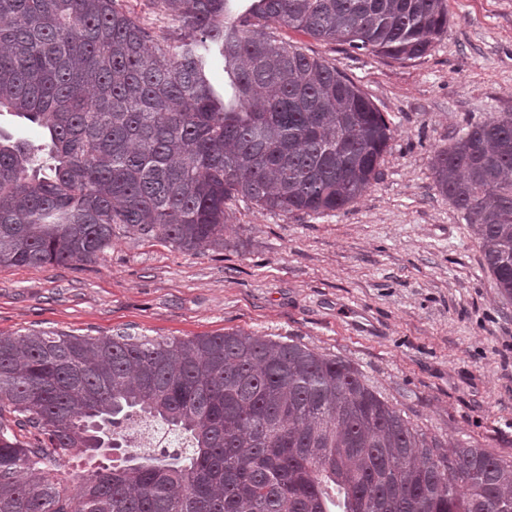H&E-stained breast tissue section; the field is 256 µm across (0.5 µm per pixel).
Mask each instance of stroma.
Wrapping results in <instances>:
<instances>
[{"label": "stroma", "instance_id": "stroma-1", "mask_svg": "<svg viewBox=\"0 0 512 512\" xmlns=\"http://www.w3.org/2000/svg\"><path fill=\"white\" fill-rule=\"evenodd\" d=\"M448 33L404 63L281 28L345 72L393 133L372 188L340 211L229 204L221 252L119 236L88 263L0 266V336L186 339L244 331L355 367L411 424L512 457V301L431 159L512 112V0H447Z\"/></svg>", "mask_w": 512, "mask_h": 512}]
</instances>
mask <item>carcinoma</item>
<instances>
[{
	"mask_svg": "<svg viewBox=\"0 0 512 512\" xmlns=\"http://www.w3.org/2000/svg\"><path fill=\"white\" fill-rule=\"evenodd\" d=\"M0 0V266L96 259L119 232L220 251L227 203L341 210L392 130L336 65L277 34L404 62L448 33L447 0ZM224 62V97L206 68ZM439 192L512 301V112L435 152ZM152 421L184 448H118ZM0 512H512V460L416 429L348 362L243 331L188 339L0 336ZM122 4L132 16L139 19H149L158 35L166 33L168 27L171 26L168 18L149 13L147 0H124ZM0 128L2 131L13 137L29 139L35 142L47 143L48 138L36 125L18 116L4 113L0 116Z\"/></svg>",
	"mask_w": 512,
	"mask_h": 512,
	"instance_id": "cac0c4a2",
	"label": "carcinoma"
}]
</instances>
